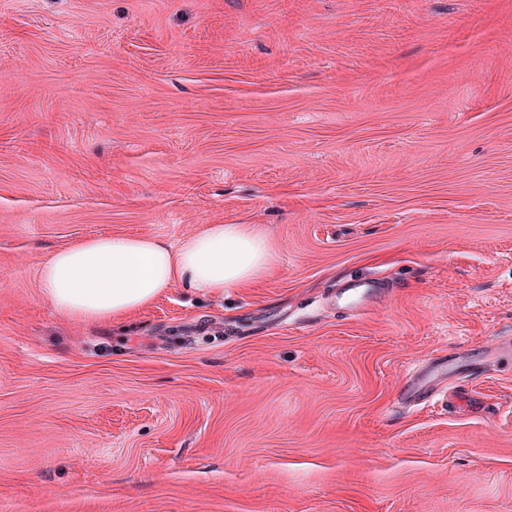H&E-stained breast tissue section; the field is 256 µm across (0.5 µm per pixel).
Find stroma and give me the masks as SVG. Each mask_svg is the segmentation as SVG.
Segmentation results:
<instances>
[{
  "mask_svg": "<svg viewBox=\"0 0 512 512\" xmlns=\"http://www.w3.org/2000/svg\"><path fill=\"white\" fill-rule=\"evenodd\" d=\"M205 224L272 275L117 325L42 293ZM509 338L512 0H0V512H512Z\"/></svg>",
  "mask_w": 512,
  "mask_h": 512,
  "instance_id": "obj_1",
  "label": "stroma"
}]
</instances>
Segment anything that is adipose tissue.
<instances>
[{
    "label": "adipose tissue",
    "instance_id": "ef3b65f1",
    "mask_svg": "<svg viewBox=\"0 0 512 512\" xmlns=\"http://www.w3.org/2000/svg\"><path fill=\"white\" fill-rule=\"evenodd\" d=\"M272 250L255 224H206L179 246L146 237L100 236L53 252L40 266L45 298L64 317L114 322L184 282L212 295L265 277Z\"/></svg>",
    "mask_w": 512,
    "mask_h": 512
}]
</instances>
